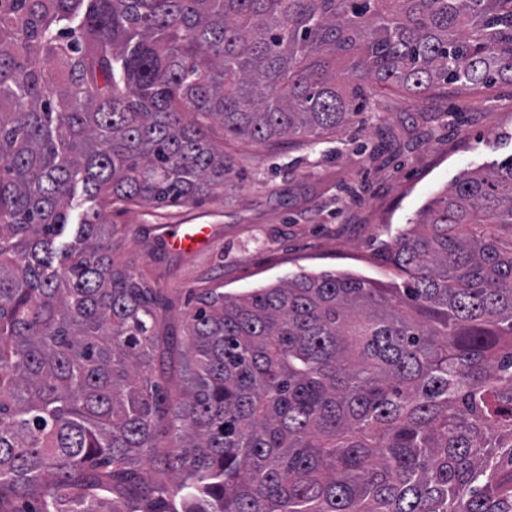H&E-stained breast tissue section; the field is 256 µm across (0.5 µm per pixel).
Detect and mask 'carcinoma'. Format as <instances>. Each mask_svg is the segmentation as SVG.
<instances>
[{"label": "carcinoma", "mask_w": 512, "mask_h": 512, "mask_svg": "<svg viewBox=\"0 0 512 512\" xmlns=\"http://www.w3.org/2000/svg\"><path fill=\"white\" fill-rule=\"evenodd\" d=\"M512 84V0H0V512H512V156L183 335L104 205L224 187L384 91ZM159 462L170 483L153 479Z\"/></svg>", "instance_id": "obj_1"}]
</instances>
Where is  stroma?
Returning a JSON list of instances; mask_svg holds the SVG:
<instances>
[{"instance_id":"stroma-1","label":"stroma","mask_w":512,"mask_h":512,"mask_svg":"<svg viewBox=\"0 0 512 512\" xmlns=\"http://www.w3.org/2000/svg\"><path fill=\"white\" fill-rule=\"evenodd\" d=\"M211 138L230 157L231 184L161 209L103 210L114 259L173 301L180 326L189 291L242 294L300 271L351 272L389 283L383 255L397 228L463 170L512 155V85L464 94H388L319 144ZM205 224L201 251H153L164 227Z\"/></svg>"}]
</instances>
